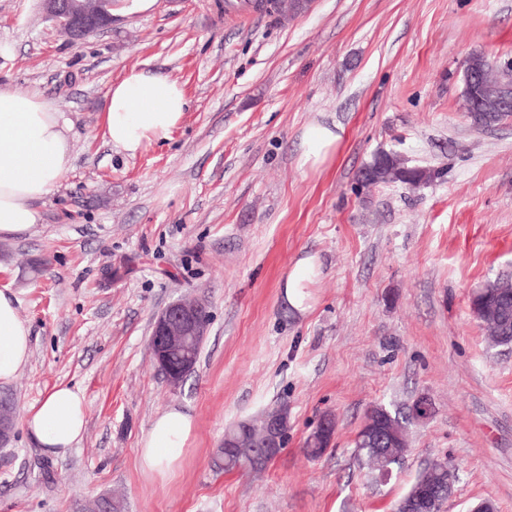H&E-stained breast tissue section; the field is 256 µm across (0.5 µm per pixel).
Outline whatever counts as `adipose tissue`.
I'll use <instances>...</instances> for the list:
<instances>
[{
	"instance_id": "adipose-tissue-1",
	"label": "adipose tissue",
	"mask_w": 512,
	"mask_h": 512,
	"mask_svg": "<svg viewBox=\"0 0 512 512\" xmlns=\"http://www.w3.org/2000/svg\"><path fill=\"white\" fill-rule=\"evenodd\" d=\"M188 100L183 88L152 70H130L113 83L105 115V136L136 155L148 143L167 140L182 121ZM340 140L335 127L316 124L304 134L298 165L324 164ZM72 149L67 122L41 92L18 94L0 87V240L27 233L41 220L36 201L69 171ZM30 336L10 292L0 290V383H10L28 361ZM23 425L48 455L66 457L85 428V396L58 385L25 412ZM195 431V419L172 406L159 413L140 442L138 467L150 480H164L180 467Z\"/></svg>"
}]
</instances>
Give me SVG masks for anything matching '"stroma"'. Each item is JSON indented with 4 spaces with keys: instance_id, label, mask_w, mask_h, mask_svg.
I'll use <instances>...</instances> for the list:
<instances>
[{
    "instance_id": "stroma-1",
    "label": "stroma",
    "mask_w": 512,
    "mask_h": 512,
    "mask_svg": "<svg viewBox=\"0 0 512 512\" xmlns=\"http://www.w3.org/2000/svg\"><path fill=\"white\" fill-rule=\"evenodd\" d=\"M0 86L63 113L72 165L38 201L40 224L0 242V290L18 300L31 355L5 392L18 411L60 384L86 400L81 440L46 456L24 429L0 447V512H391L427 462L456 482L441 512H512V348L488 347L475 290L512 275V117L462 108L475 50L512 58V0H315L288 24L224 0H156L70 41L40 0H0ZM183 85L168 140L136 155L104 136L107 93L131 69ZM336 126L332 159L299 168L304 131ZM441 170L433 183L365 189L378 151ZM313 255L309 308L282 284ZM207 306L194 371L171 391L149 350L155 314ZM432 413L408 425L388 482L354 440L374 405ZM288 446L258 475L213 467L224 432L276 405ZM179 405L196 429L181 468L150 481L137 450ZM330 448L304 443L325 413Z\"/></svg>"
}]
</instances>
